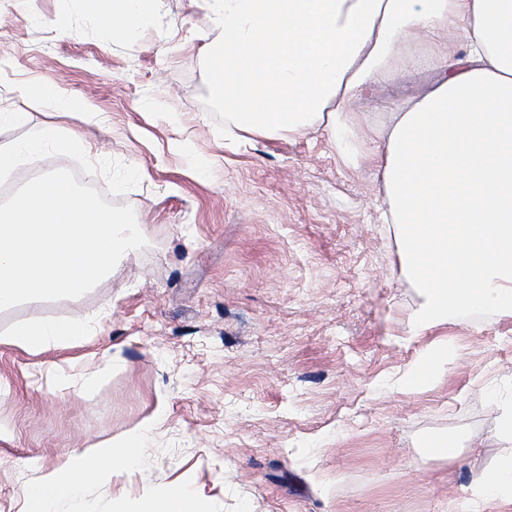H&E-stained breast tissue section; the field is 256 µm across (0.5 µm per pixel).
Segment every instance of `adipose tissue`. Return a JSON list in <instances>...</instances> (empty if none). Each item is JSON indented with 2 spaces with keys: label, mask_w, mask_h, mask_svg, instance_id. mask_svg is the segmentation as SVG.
Returning <instances> with one entry per match:
<instances>
[{
  "label": "adipose tissue",
  "mask_w": 512,
  "mask_h": 512,
  "mask_svg": "<svg viewBox=\"0 0 512 512\" xmlns=\"http://www.w3.org/2000/svg\"><path fill=\"white\" fill-rule=\"evenodd\" d=\"M106 36L131 34L152 0H79ZM224 38L208 50L210 92L224 132L272 137L315 127L373 166L397 228L405 271L425 292L423 332L476 312L512 315V0H207ZM463 31V55L434 64L430 88L397 105L379 131L342 121L349 101L395 61L414 68L417 39ZM76 133L45 124L39 137L0 146V174L32 154L86 150ZM82 319L17 325L12 343L46 349L90 335ZM147 435L138 429L100 450L86 443L64 458L25 512H61L83 484L134 466Z\"/></svg>",
  "instance_id": "obj_1"
}]
</instances>
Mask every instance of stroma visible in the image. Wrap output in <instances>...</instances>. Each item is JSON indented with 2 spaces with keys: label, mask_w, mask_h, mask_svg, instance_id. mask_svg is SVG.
<instances>
[{
  "label": "stroma",
  "mask_w": 512,
  "mask_h": 512,
  "mask_svg": "<svg viewBox=\"0 0 512 512\" xmlns=\"http://www.w3.org/2000/svg\"><path fill=\"white\" fill-rule=\"evenodd\" d=\"M206 14L202 0H159L107 42L79 0H0V107L25 108L38 83L85 104L31 109L0 145L52 122L92 146L0 183L71 169L131 206L149 241L82 297L0 311V512H21L86 442L143 425L139 467L90 483L80 512H143L175 485L200 512H512L476 482L512 449L498 430L512 316L417 332L423 293L379 220L375 169L322 129L225 138L206 60L222 32ZM430 78L395 63L348 117L382 128ZM75 315L95 321L79 342L6 341L17 323ZM443 344L456 357L432 384H389Z\"/></svg>",
  "instance_id": "1"
}]
</instances>
